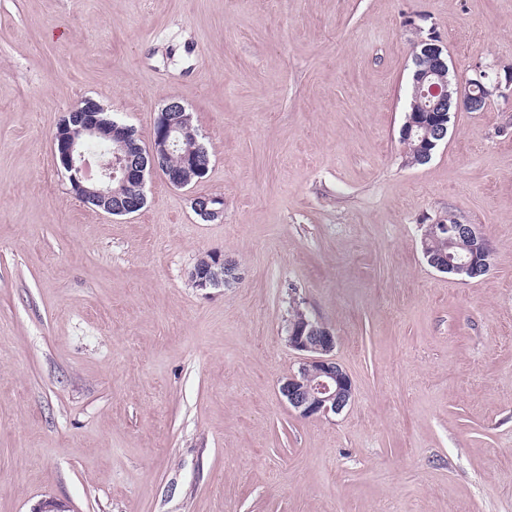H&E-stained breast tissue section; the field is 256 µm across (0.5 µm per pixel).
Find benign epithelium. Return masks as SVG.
Segmentation results:
<instances>
[{
    "label": "benign epithelium",
    "mask_w": 512,
    "mask_h": 512,
    "mask_svg": "<svg viewBox=\"0 0 512 512\" xmlns=\"http://www.w3.org/2000/svg\"><path fill=\"white\" fill-rule=\"evenodd\" d=\"M412 61L409 110L400 136L408 142L419 134L425 136L429 157L433 149L448 141L449 123L456 113L481 112L493 97L512 96L511 67L493 81L481 70L463 82L450 69L447 47L432 32L414 43ZM97 110L98 104L90 102L75 109L62 120L53 136L71 191L78 198L93 202L112 215H128L138 212L146 201V173H161L175 188H185L202 177L200 159L204 157V147L190 115L176 98L169 99L157 113L147 148L135 142L130 127L113 122L107 133L111 158L99 162L98 170L92 171L83 145L101 134ZM180 147L184 149L183 164L176 168L165 165V160ZM193 205L207 220L224 213V201L216 196L198 194ZM442 234L448 237L450 252L435 257L423 251L427 263L437 271L473 278L490 267L493 250L476 225L459 217L456 226L450 228L442 220L427 224L422 247ZM460 241L466 242L468 249L464 256L452 251ZM190 277L195 287L204 290L236 283L240 272L224 254L210 252L196 263ZM286 340L289 347L305 353L298 370L280 386L288 405L301 418L341 413L352 400L353 386L333 356V331L304 313L289 322Z\"/></svg>",
    "instance_id": "1"
}]
</instances>
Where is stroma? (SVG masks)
I'll return each mask as SVG.
<instances>
[{
	"mask_svg": "<svg viewBox=\"0 0 512 512\" xmlns=\"http://www.w3.org/2000/svg\"><path fill=\"white\" fill-rule=\"evenodd\" d=\"M429 30L460 79L512 64V0H0V512H512V98L408 164ZM173 97L198 183L148 175L126 216L71 193L66 112L146 144ZM451 213L485 276L424 260ZM212 251L238 283L194 287ZM296 305L336 336L340 414L278 390ZM195 211L206 220H214L224 213V201L222 198L197 194L193 198ZM454 217H456L455 214H448L447 223H445V220H439L434 224H425L422 238L423 255L427 263L439 272L459 275L463 279L466 277L473 278L490 267L493 250L475 224H469L457 217L456 224L458 225L454 227L442 225L453 224L455 222ZM443 232L446 233L443 234ZM440 235H445V238L448 237V241L438 238ZM430 239H436L429 242V250L433 254L438 255L443 252H448V254L439 257L432 256L426 248ZM459 241L467 243L468 253L465 243L457 247L459 254L466 255L465 257L454 251H448V249L454 248Z\"/></svg>",
	"mask_w": 512,
	"mask_h": 512,
	"instance_id": "1",
	"label": "stroma"
}]
</instances>
